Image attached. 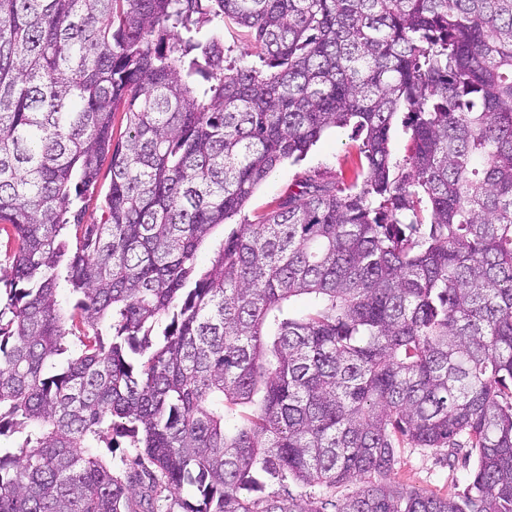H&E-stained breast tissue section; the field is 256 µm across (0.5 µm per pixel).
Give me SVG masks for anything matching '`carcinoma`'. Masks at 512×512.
Listing matches in <instances>:
<instances>
[{
    "instance_id": "obj_1",
    "label": "carcinoma",
    "mask_w": 512,
    "mask_h": 512,
    "mask_svg": "<svg viewBox=\"0 0 512 512\" xmlns=\"http://www.w3.org/2000/svg\"><path fill=\"white\" fill-rule=\"evenodd\" d=\"M347 127L363 180L300 177L198 268ZM0 224V512H512V0H0ZM404 441L464 496L393 484ZM224 46L233 50L232 56L237 58L243 56L248 63H258V58L254 56L253 37L234 24L224 25ZM110 181L109 161L105 160L101 168L100 179L91 195V199L86 205V209L82 215L83 224H95L99 222L101 211L99 210V203L103 198Z\"/></svg>"
}]
</instances>
